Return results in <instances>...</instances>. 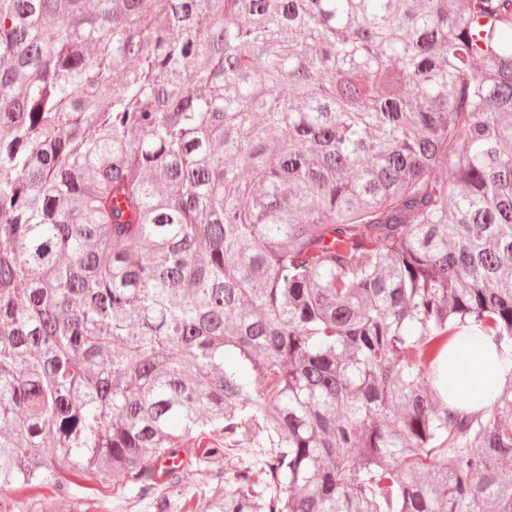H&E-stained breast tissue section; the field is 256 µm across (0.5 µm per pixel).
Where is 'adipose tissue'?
Segmentation results:
<instances>
[{
    "instance_id": "ef3b65f1",
    "label": "adipose tissue",
    "mask_w": 512,
    "mask_h": 512,
    "mask_svg": "<svg viewBox=\"0 0 512 512\" xmlns=\"http://www.w3.org/2000/svg\"><path fill=\"white\" fill-rule=\"evenodd\" d=\"M449 387L456 392L479 390L477 409L490 407L493 394L512 378V345L492 336H458L448 349Z\"/></svg>"
}]
</instances>
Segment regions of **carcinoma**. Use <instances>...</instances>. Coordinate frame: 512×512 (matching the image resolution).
Here are the masks:
<instances>
[{
    "label": "carcinoma",
    "instance_id": "cac0c4a2",
    "mask_svg": "<svg viewBox=\"0 0 512 512\" xmlns=\"http://www.w3.org/2000/svg\"><path fill=\"white\" fill-rule=\"evenodd\" d=\"M472 326L512 343V0H0V488L170 512L182 450L197 512H512ZM447 365L448 386L458 394L472 391L477 382L483 396L472 407L484 410L490 407L496 388L512 379V344L493 336H456L448 348ZM76 482L81 487L74 486L67 495H59L53 484L30 487L18 483L11 489L0 491V512H8L15 502L40 498L55 502L56 512H154L149 499L138 501L132 509L128 497L134 493L116 491L112 482H99L93 476Z\"/></svg>",
    "mask_w": 512,
    "mask_h": 512
}]
</instances>
